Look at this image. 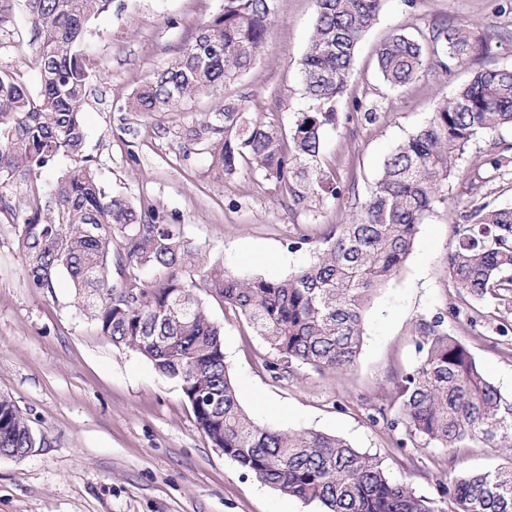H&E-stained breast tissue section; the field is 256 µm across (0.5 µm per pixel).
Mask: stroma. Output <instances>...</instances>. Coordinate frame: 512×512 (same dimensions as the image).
<instances>
[{"label": "stroma", "instance_id": "stroma-1", "mask_svg": "<svg viewBox=\"0 0 512 512\" xmlns=\"http://www.w3.org/2000/svg\"><path fill=\"white\" fill-rule=\"evenodd\" d=\"M221 0H112L88 25L84 48L95 60L82 120L83 154L107 193L158 208L181 224L209 262L233 275L287 277L310 263L355 201L364 200L388 153L430 118L435 106L482 68H512V0H387L365 34L341 119L325 134L322 168L338 198L288 205L273 182L249 168L227 177L210 165L193 129L224 104L257 121L290 126L312 103L300 81V60L316 21L315 0H278L250 69L223 91L201 94L169 112H129L127 99L190 42ZM468 23L490 54L442 74L422 70L394 89L380 78L376 51L393 32L425 39L433 27ZM39 40L26 0H9L0 15V71L29 88L39 85ZM376 112L354 118L355 103ZM512 145V128L480 137L458 159L447 204L418 226L416 246L400 273L374 294L364 314L355 364L343 372L309 366L281 378L262 336L209 300L224 332V359L248 415L284 431L338 435L379 456L416 494L440 499L449 475L512 464L492 448L402 445L394 384L419 362L418 319L441 315L450 335L470 348L503 395H512V318L482 300L471 322L448 279L455 226L472 206L512 207V172L484 159ZM9 396L42 435V447L15 461L0 458V512H319L314 503L280 495L212 447L198 430L176 380L136 352L100 336L75 290L60 280L55 295L30 288L9 214H0V395Z\"/></svg>", "mask_w": 512, "mask_h": 512}]
</instances>
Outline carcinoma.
I'll return each instance as SVG.
<instances>
[{"instance_id": "cac0c4a2", "label": "carcinoma", "mask_w": 512, "mask_h": 512, "mask_svg": "<svg viewBox=\"0 0 512 512\" xmlns=\"http://www.w3.org/2000/svg\"><path fill=\"white\" fill-rule=\"evenodd\" d=\"M43 40L32 90L0 71V185L37 186L61 157H80L81 114L93 64L83 50L88 22L112 0H26ZM387 0H316L317 18L301 59L303 92L313 102L289 129L253 121L233 104L192 130L218 172L247 166L273 181L294 205L336 197L322 170L323 132L336 126L333 103L346 90L360 41ZM277 0H223L192 42L154 72L128 102L133 112H169L185 99L216 92L246 72L264 42ZM490 52L469 24L429 41L392 33L378 48L377 70L392 88L426 67L446 73ZM512 126V69L487 68L438 104L423 127L395 146L381 177L348 222L336 225L309 266L278 280L235 277L209 264L203 248L151 205L109 195L87 164L68 168L54 193L21 202L0 193L13 218L31 287L54 294L65 276L100 335L132 349L180 383L197 428L224 456L280 494L316 502L321 512H446L391 477L383 460L345 439L287 432L255 423L244 411L226 363L221 327L199 296L219 299L244 317L276 355L284 373L302 365L343 371L363 342L364 312L394 278L415 245L417 225L445 201L455 165L480 136ZM448 255V278L464 305L512 294V208L487 204L464 215ZM134 269L161 275L112 286V247ZM445 318L419 319L420 361L398 380V427L411 439L444 448L512 450V398L487 379L468 346L443 328ZM38 437L14 401L0 395V457L20 460ZM452 512H512V464L448 478Z\"/></svg>"}]
</instances>
